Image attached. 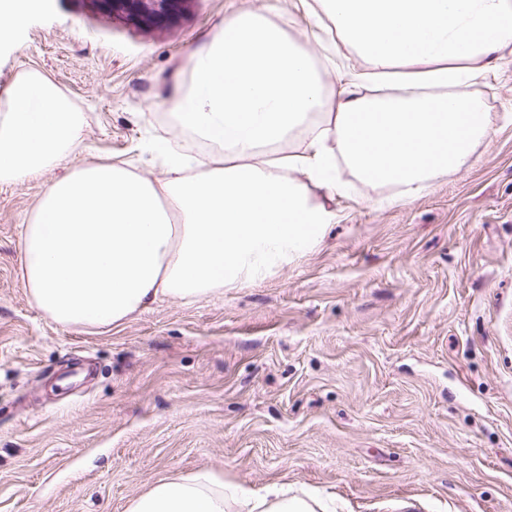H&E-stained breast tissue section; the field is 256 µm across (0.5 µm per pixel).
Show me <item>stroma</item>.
<instances>
[{
    "label": "stroma",
    "mask_w": 512,
    "mask_h": 512,
    "mask_svg": "<svg viewBox=\"0 0 512 512\" xmlns=\"http://www.w3.org/2000/svg\"><path fill=\"white\" fill-rule=\"evenodd\" d=\"M241 11L316 60L301 0H191L141 27L88 0H38L0 41V113L36 71L82 112L64 166L163 177L184 145L163 104L190 54ZM498 119L415 199L352 180L316 251L263 280L169 298L105 330L42 313L21 233L57 170L0 185V512H126L201 469L336 512H512V53L472 88Z\"/></svg>",
    "instance_id": "obj_1"
}]
</instances>
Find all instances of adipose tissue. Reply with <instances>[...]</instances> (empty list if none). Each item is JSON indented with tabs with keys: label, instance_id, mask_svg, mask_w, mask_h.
Masks as SVG:
<instances>
[{
	"label": "adipose tissue",
	"instance_id": "adipose-tissue-1",
	"mask_svg": "<svg viewBox=\"0 0 512 512\" xmlns=\"http://www.w3.org/2000/svg\"><path fill=\"white\" fill-rule=\"evenodd\" d=\"M307 13L364 68L327 86L281 27L238 13L191 54L166 102L176 127L214 148L209 163L173 150L152 180L90 161L46 186L21 237L23 281L41 312L64 327H115L168 298L263 279L322 243L347 193L342 169L403 202L492 132L495 115L470 88L512 47V0H309ZM82 126L40 74L16 83L0 114V184L62 165ZM297 138L301 148L283 153ZM128 512L335 509L276 484L229 490L201 470L158 481Z\"/></svg>",
	"mask_w": 512,
	"mask_h": 512
}]
</instances>
